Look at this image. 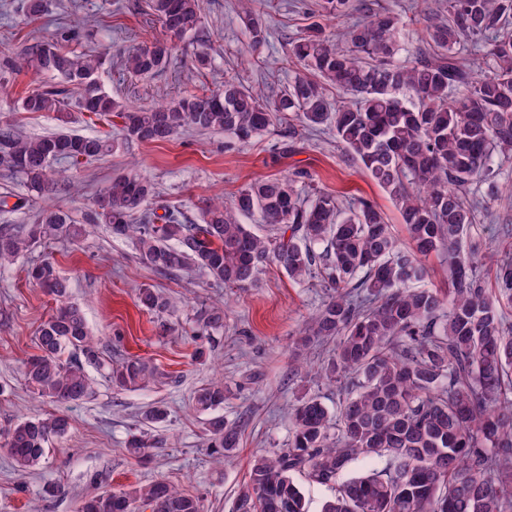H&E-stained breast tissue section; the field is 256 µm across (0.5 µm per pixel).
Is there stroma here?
I'll use <instances>...</instances> for the list:
<instances>
[{
	"instance_id": "stroma-1",
	"label": "stroma",
	"mask_w": 512,
	"mask_h": 512,
	"mask_svg": "<svg viewBox=\"0 0 512 512\" xmlns=\"http://www.w3.org/2000/svg\"><path fill=\"white\" fill-rule=\"evenodd\" d=\"M247 0H201L204 41H180L165 72L150 78L130 75L121 65L124 55L162 37L146 0H51L49 12L27 18L22 0H0V117L14 120L27 136L59 131L110 136L107 155L71 170L68 182L49 197H29L20 179L0 175V197L22 198L21 209L0 210V226L33 224L45 205L67 212L84 225L76 241L47 240L36 244L15 265L0 271V427L35 415L60 413L69 431L56 449L31 472L19 473L0 449V512H76L81 497L110 488L164 478L205 499L206 512H232L239 489L248 479L255 455L284 447L288 441L289 409L303 397L317 396L335 408V384L317 374L334 353L330 342L313 344L297 362L292 351L305 321L326 296L320 280L301 282L276 265H268L258 282L245 289L227 288L195 271L173 275L156 272L137 258L130 240L112 237L106 225L89 221L96 194L120 175L151 180L159 204L197 215L207 199L231 200L250 182L307 171L315 185L335 193L343 205L365 197L385 212L398 239H405L402 217L389 198L365 172L347 160L331 127L307 134L303 149L284 150L281 128L233 150L224 147L220 132L184 128L173 140L159 143L125 141L118 126L90 121L77 104L64 113H28L17 105L37 86L57 85L51 74L31 69L12 73L9 59L22 53L32 39L56 41L62 30L79 28L78 39L66 47L78 52L107 53L99 72L104 91L124 103L148 107L201 87L235 77L262 99L284 93L296 68L288 58L292 41L318 19L314 0H271L264 20L266 40L253 45L243 6ZM406 21L397 40L399 61L431 54L422 26L409 22L414 9L442 13L446 0H372ZM207 54L210 63L197 70L191 56ZM512 225V198L501 196L480 211L462 241L475 252L483 271H490L504 244L503 225ZM50 260L70 282L68 300L82 308L88 329L98 341L102 366H88L94 393L85 400L59 404L38 395L24 381L22 361L38 351L40 326L57 307L52 296L30 283L26 267ZM149 287L169 297L162 315L144 310L136 291ZM224 312V327L212 335L199 330L212 308ZM137 357L154 368L146 385L113 388L107 363ZM223 378L226 400L219 413L238 426L242 443L233 463L213 464L206 453L205 417L193 408L196 390ZM167 406L170 420L158 429L160 443L151 464L130 459L124 448L133 433L149 431L145 411L155 403ZM63 489L43 498L45 485Z\"/></svg>"
}]
</instances>
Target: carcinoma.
<instances>
[{"label": "carcinoma", "mask_w": 512, "mask_h": 512, "mask_svg": "<svg viewBox=\"0 0 512 512\" xmlns=\"http://www.w3.org/2000/svg\"><path fill=\"white\" fill-rule=\"evenodd\" d=\"M166 37L123 59L124 68L152 77L170 65L176 42L203 36L201 0H147ZM448 16L423 15L431 56L400 63V18L353 0H316L320 16L366 18L346 32L342 48L314 23L294 40L289 57L303 68L275 101H262L235 78L147 108L125 106L101 89V53H75L36 42L11 63L61 78L65 88L38 87L22 112H61L72 92L82 111L116 118L128 142L173 138L182 128L221 131L228 145L248 143L282 126L301 142L330 125L345 154L360 164L398 207L409 248L399 247L384 212L358 198L345 212L335 194L317 190L300 170L292 177L252 182L226 204L209 200L199 221L178 209L149 206L154 184L117 176L101 194L91 221L134 241L138 259L157 272L195 268L231 288L252 286L267 264L295 280L318 277L326 299L305 330L303 345L335 343L321 368L340 384L332 413L317 396L290 413L288 444L253 459L234 512H308L300 481L333 491L321 512H512V248L498 252L493 284L459 243L478 208L501 196L498 177L512 153V0H447ZM251 41L266 40L262 15L247 11ZM487 44V72L474 79L460 61L468 43ZM352 96L332 104L326 87ZM107 137L52 133L29 138L0 121V169L30 192L51 194L66 173L110 152ZM258 215L270 234L259 236L241 215ZM64 211L46 207L36 224L0 228V270L46 238L82 236ZM448 258V287L421 288L423 261ZM29 275L59 300L69 280L49 261ZM157 315L165 299L138 291ZM39 353L22 362L26 383L60 404L91 397L87 364L100 363L98 342L81 308L65 303L40 327ZM138 358L109 367L112 385L132 389L153 377ZM224 380L199 389L194 409L224 405ZM166 406L145 412L152 426L168 421ZM68 431L59 415L18 420L0 429L17 470L40 466L49 444ZM159 439L132 436L126 453L142 462ZM240 431L221 416L207 419L208 456H235ZM378 467L354 473L363 460ZM203 512L200 496L166 479L103 490L79 501L77 512Z\"/></svg>", "instance_id": "carcinoma-1"}]
</instances>
